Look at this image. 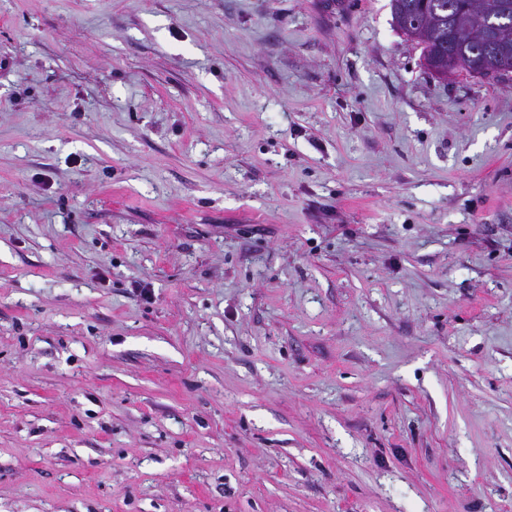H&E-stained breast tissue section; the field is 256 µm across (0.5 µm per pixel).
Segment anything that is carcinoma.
<instances>
[{
  "label": "carcinoma",
  "mask_w": 512,
  "mask_h": 512,
  "mask_svg": "<svg viewBox=\"0 0 512 512\" xmlns=\"http://www.w3.org/2000/svg\"><path fill=\"white\" fill-rule=\"evenodd\" d=\"M390 10L427 69L453 58L466 76L509 79L499 69L512 66V0H390Z\"/></svg>",
  "instance_id": "carcinoma-1"
}]
</instances>
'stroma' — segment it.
Masks as SVG:
<instances>
[{"label":"stroma","mask_w":512,"mask_h":512,"mask_svg":"<svg viewBox=\"0 0 512 512\" xmlns=\"http://www.w3.org/2000/svg\"><path fill=\"white\" fill-rule=\"evenodd\" d=\"M389 0H0V512H512V80Z\"/></svg>","instance_id":"35a3bbf8"}]
</instances>
